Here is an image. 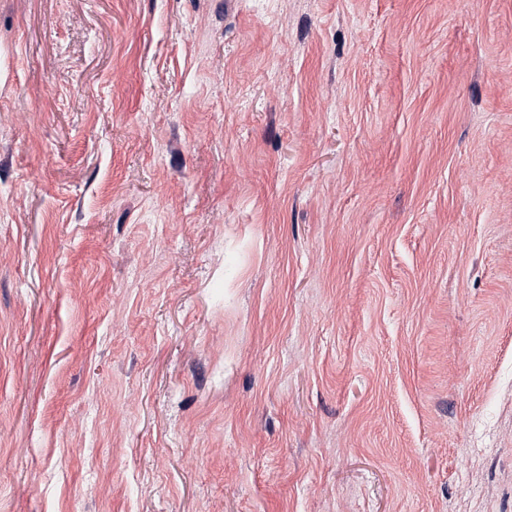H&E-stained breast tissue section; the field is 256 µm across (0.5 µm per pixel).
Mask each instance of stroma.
<instances>
[{"label":"stroma","mask_w":512,"mask_h":512,"mask_svg":"<svg viewBox=\"0 0 512 512\" xmlns=\"http://www.w3.org/2000/svg\"><path fill=\"white\" fill-rule=\"evenodd\" d=\"M0 512H512V0H0Z\"/></svg>","instance_id":"stroma-1"}]
</instances>
